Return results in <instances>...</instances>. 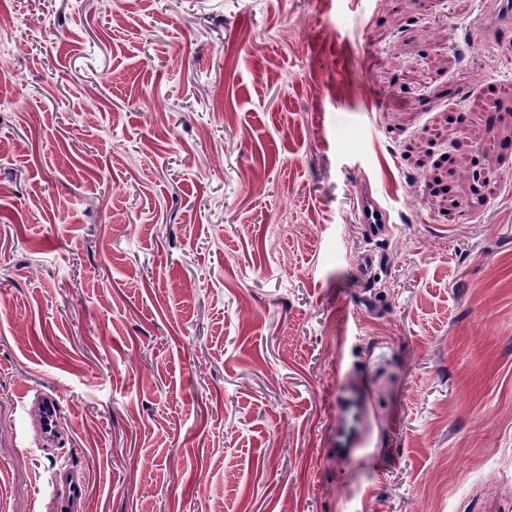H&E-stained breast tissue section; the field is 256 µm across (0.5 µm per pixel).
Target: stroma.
Here are the masks:
<instances>
[{"label": "stroma", "instance_id": "obj_1", "mask_svg": "<svg viewBox=\"0 0 512 512\" xmlns=\"http://www.w3.org/2000/svg\"><path fill=\"white\" fill-rule=\"evenodd\" d=\"M488 8L0 0V512H50L63 464L81 512H512ZM358 207L366 237L375 239L383 236L389 230L386 211L380 207L370 194L359 199ZM367 210H370V213H367ZM375 212H378V215H375ZM39 398L38 430L42 440L47 445H52L60 440L59 420L62 410L60 400L51 393H43Z\"/></svg>", "mask_w": 512, "mask_h": 512}]
</instances>
